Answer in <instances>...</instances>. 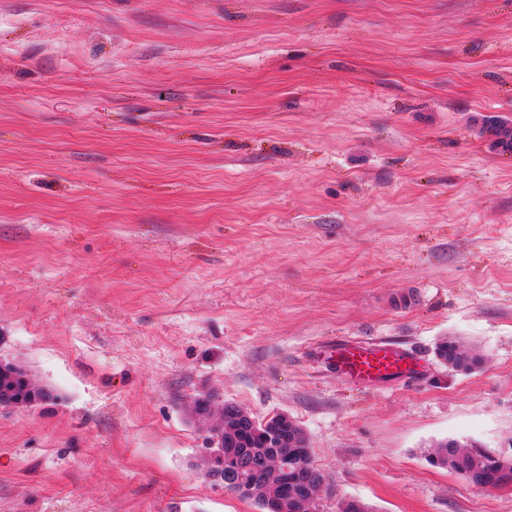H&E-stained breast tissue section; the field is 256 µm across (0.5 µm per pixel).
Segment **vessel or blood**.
Masks as SVG:
<instances>
[{
  "label": "vessel or blood",
  "instance_id": "obj_1",
  "mask_svg": "<svg viewBox=\"0 0 512 512\" xmlns=\"http://www.w3.org/2000/svg\"><path fill=\"white\" fill-rule=\"evenodd\" d=\"M330 364L338 373H349L363 381H383L409 377L413 357L410 352L379 341L342 340L331 346Z\"/></svg>",
  "mask_w": 512,
  "mask_h": 512
}]
</instances>
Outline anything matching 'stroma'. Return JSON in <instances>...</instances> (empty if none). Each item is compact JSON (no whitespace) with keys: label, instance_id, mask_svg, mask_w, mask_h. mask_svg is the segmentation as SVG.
<instances>
[{"label":"stroma","instance_id":"obj_1","mask_svg":"<svg viewBox=\"0 0 512 512\" xmlns=\"http://www.w3.org/2000/svg\"><path fill=\"white\" fill-rule=\"evenodd\" d=\"M496 116L512 0H0V362L45 396L0 407V512H259L207 477L226 402L304 431L316 512H512L428 461L512 456ZM328 359L338 373H350L363 381L410 378L413 361L410 352L380 341L349 340L331 344Z\"/></svg>","mask_w":512,"mask_h":512}]
</instances>
